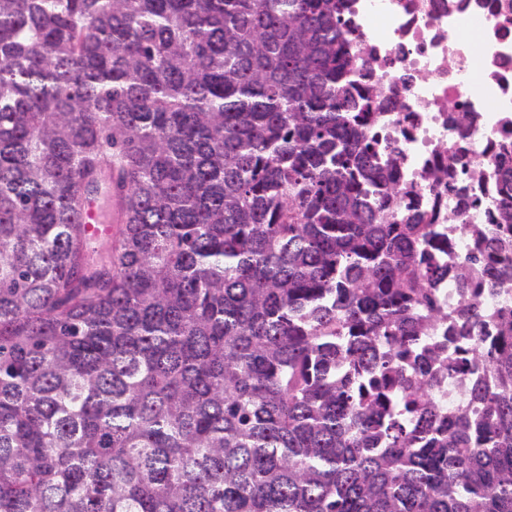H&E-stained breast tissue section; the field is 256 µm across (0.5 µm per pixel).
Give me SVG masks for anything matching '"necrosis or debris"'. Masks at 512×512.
Instances as JSON below:
<instances>
[{"instance_id":"obj_1","label":"necrosis or debris","mask_w":512,"mask_h":512,"mask_svg":"<svg viewBox=\"0 0 512 512\" xmlns=\"http://www.w3.org/2000/svg\"><path fill=\"white\" fill-rule=\"evenodd\" d=\"M350 51L366 63L381 109L372 117L395 147L409 191L402 206L425 212L450 247L446 263L477 250L464 224H498L507 188L500 179L512 152V0H352ZM468 113L465 128L448 118ZM461 156L472 175L457 187L428 175Z\"/></svg>"}]
</instances>
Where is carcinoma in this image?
<instances>
[{
	"label": "carcinoma",
	"instance_id": "carcinoma-1",
	"mask_svg": "<svg viewBox=\"0 0 512 512\" xmlns=\"http://www.w3.org/2000/svg\"><path fill=\"white\" fill-rule=\"evenodd\" d=\"M348 12L0 0V512H512V195L423 347L443 236ZM468 377L467 373L458 372L444 379L433 391L435 401L445 413L454 412L464 404Z\"/></svg>",
	"mask_w": 512,
	"mask_h": 512
}]
</instances>
